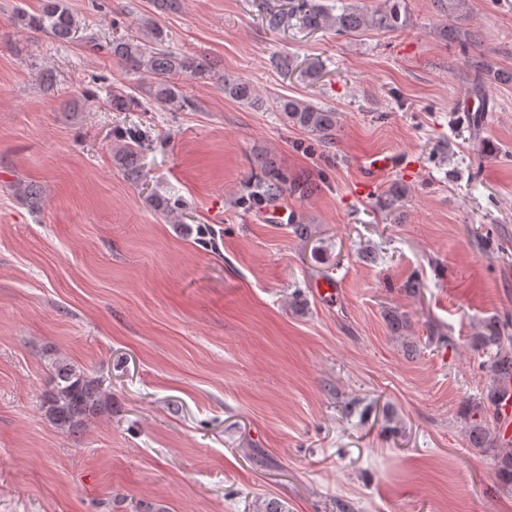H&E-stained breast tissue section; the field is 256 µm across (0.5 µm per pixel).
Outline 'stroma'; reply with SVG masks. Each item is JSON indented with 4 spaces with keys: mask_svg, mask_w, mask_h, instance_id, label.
Listing matches in <instances>:
<instances>
[{
    "mask_svg": "<svg viewBox=\"0 0 512 512\" xmlns=\"http://www.w3.org/2000/svg\"><path fill=\"white\" fill-rule=\"evenodd\" d=\"M64 3L69 43L15 25L41 0H0V512H512L467 433L491 383L480 337L512 320V84L487 105L469 94L436 0H405L399 30L347 35L269 28L290 0ZM143 19L210 62L211 78L179 80L189 107L107 106L148 79L90 43ZM465 25L512 69V0H468ZM226 76L265 108L225 97ZM284 97L337 112L329 157L297 150L309 135L283 124ZM478 112L475 138L455 118ZM129 127L148 135L132 169ZM262 151L315 192L241 205ZM377 153L408 167L363 188ZM20 181L41 186L39 208ZM156 194L185 201L181 223ZM321 278L335 300L313 295ZM52 353L112 393L77 437L41 409ZM106 104L115 112H130L135 109H142L143 112L150 111L137 96L127 92L124 88L113 90L112 94H109Z\"/></svg>",
    "mask_w": 512,
    "mask_h": 512,
    "instance_id": "35a3bbf8",
    "label": "stroma"
}]
</instances>
